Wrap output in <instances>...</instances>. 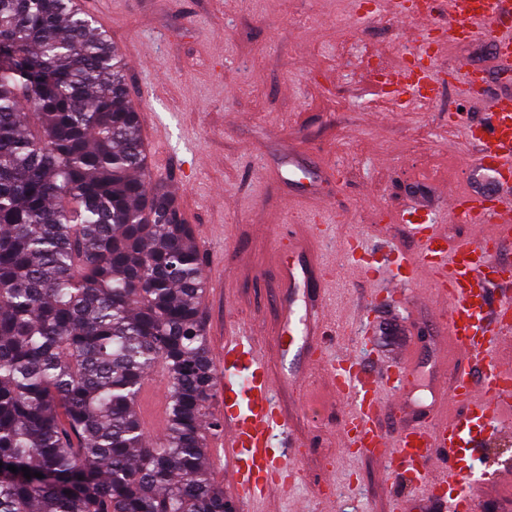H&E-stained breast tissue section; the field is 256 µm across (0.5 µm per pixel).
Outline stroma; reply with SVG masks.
Wrapping results in <instances>:
<instances>
[{"label": "stroma", "mask_w": 512, "mask_h": 512, "mask_svg": "<svg viewBox=\"0 0 512 512\" xmlns=\"http://www.w3.org/2000/svg\"><path fill=\"white\" fill-rule=\"evenodd\" d=\"M88 12L121 44L126 81L154 138L153 180H173L204 260L208 338L240 326L260 336L280 382L275 396L306 438L296 496L308 512H428L419 489L390 479L367 455L345 456L332 436L348 401H333L316 371L278 343L277 247L289 224H322L316 255L335 266L326 289L330 349L363 364L415 358L417 390L390 406L382 429L424 420L452 377L440 364L445 331L421 278L387 298L388 272L366 279L342 253L344 237L417 256L398 213L419 209L449 242L474 229L448 213L476 153L467 128L486 98L512 91L484 41L425 44L385 11L383 0H88ZM487 71L483 96L461 100L459 58ZM418 61L447 83L433 105L387 109L391 73ZM465 488L478 512H512V428L491 441ZM333 486H324L326 472ZM329 500H321V491Z\"/></svg>", "instance_id": "35a3bbf8"}]
</instances>
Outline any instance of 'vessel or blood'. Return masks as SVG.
I'll list each match as a JSON object with an SVG mask.
<instances>
[{
    "label": "vessel or blood",
    "mask_w": 512,
    "mask_h": 512,
    "mask_svg": "<svg viewBox=\"0 0 512 512\" xmlns=\"http://www.w3.org/2000/svg\"><path fill=\"white\" fill-rule=\"evenodd\" d=\"M388 13L403 23L433 20L457 40L480 36L496 57L512 61V36L502 32L501 18L512 15V0H386ZM390 106L433 104L442 83L430 70L403 66L392 79ZM477 144L472 178L502 183L512 176V99L491 98L483 123L469 130ZM449 211L467 223L486 228L478 239L449 243L437 225L422 224L413 211L402 212L419 243L417 257L395 263L390 288L400 292L408 281L426 276L448 312L444 330L452 355V399L456 411L435 403L426 425H403L387 433L379 423L389 399L407 398L412 389V361L366 367L351 355L328 359L324 289L331 279L310 243L296 242L298 263L280 265L282 345L297 347L310 370L324 371L338 397L352 405L343 415L339 436L346 456L366 453L381 460L391 479L422 488L428 501L447 512H471L473 503L462 484L470 461L499 430L512 424V274L492 276L499 243L512 241V200L488 197L471 186L451 191ZM357 239L342 250L363 277L378 269L359 253ZM224 374V476L236 503L246 512H272L276 495L287 494L300 472L294 449L305 439L293 434L275 397V378L257 338L245 329L222 337L216 345Z\"/></svg>",
    "instance_id": "b4317fda"
}]
</instances>
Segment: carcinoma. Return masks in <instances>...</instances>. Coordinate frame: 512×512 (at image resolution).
I'll return each instance as SVG.
<instances>
[{
	"label": "carcinoma",
	"instance_id": "1",
	"mask_svg": "<svg viewBox=\"0 0 512 512\" xmlns=\"http://www.w3.org/2000/svg\"><path fill=\"white\" fill-rule=\"evenodd\" d=\"M125 70L75 0H0V512H233L207 463L203 260ZM146 389L147 391L151 390L150 383H148ZM147 391L145 392L143 398L141 397L140 399L141 412L145 414L161 411L163 415L166 391V381L164 377L160 376L158 379L156 383V393L149 394Z\"/></svg>",
	"mask_w": 512,
	"mask_h": 512
}]
</instances>
